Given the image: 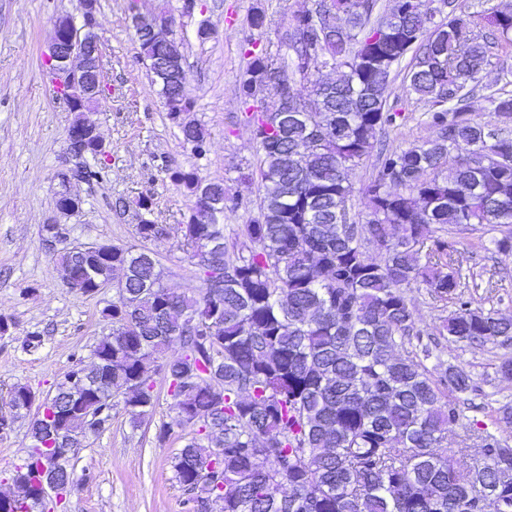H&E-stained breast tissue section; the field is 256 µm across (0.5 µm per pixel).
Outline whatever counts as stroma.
Instances as JSON below:
<instances>
[{
  "mask_svg": "<svg viewBox=\"0 0 512 512\" xmlns=\"http://www.w3.org/2000/svg\"><path fill=\"white\" fill-rule=\"evenodd\" d=\"M129 0H99L96 33L102 43L109 91L90 115L102 133L110 168L104 183L81 184L84 204L66 217L70 236L47 242L42 225L56 220L55 194L59 172L69 159L67 131L73 115L53 97L43 52L59 16L80 18L81 0H0V403L17 383L40 397L54 395L66 373L91 366V350L108 328L102 309L117 297L108 286L91 297L76 296L63 283L56 254L79 244H138L136 202L154 201L153 220L179 224L192 198L171 183L170 167L198 168L207 179L223 182L227 229L249 221L257 212L256 185L242 179L255 167L256 143L250 113L239 98L245 66L242 46L250 38L246 17L254 7L277 16L307 7L308 0H204L205 9L190 15L183 0H140L141 14L166 11L176 19L175 34L184 45V76L197 104L193 119L210 134V151L197 157L168 120L151 75L140 59ZM208 24L212 36L199 40L196 30ZM390 104L404 113L400 125L378 132L388 146H408L433 138L424 108L393 87ZM463 268L478 273L471 289L472 306L512 317V256L475 248L476 231L447 233ZM163 268V282L177 292L197 291L200 281L176 239L147 242ZM439 354L449 364L468 370L479 395L473 396L468 418L485 422L490 432L512 442V428L491 420V413L512 406V377L499 366L512 358V344L476 346L443 343ZM153 409L132 425L123 407L98 433L82 439L73 454L78 490L54 512H188L186 495L173 478L172 457L191 437V428L175 425L168 385L157 381ZM31 418H18L0 435V494L14 491L12 477L26 458ZM168 425L171 434L158 442Z\"/></svg>",
  "mask_w": 512,
  "mask_h": 512,
  "instance_id": "obj_1",
  "label": "stroma"
}]
</instances>
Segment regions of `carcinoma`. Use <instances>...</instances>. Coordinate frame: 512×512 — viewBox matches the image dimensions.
I'll use <instances>...</instances> for the list:
<instances>
[{
	"label": "carcinoma",
	"instance_id": "carcinoma-1",
	"mask_svg": "<svg viewBox=\"0 0 512 512\" xmlns=\"http://www.w3.org/2000/svg\"><path fill=\"white\" fill-rule=\"evenodd\" d=\"M436 30L422 12L392 18L378 0H335L348 12L345 28L324 12L284 17L288 24V83L278 85L273 56L250 41L239 90L248 104L275 88L288 106L279 126L251 114L259 165L257 215L238 225H136L143 241L176 235L198 268L201 287L187 295L163 284L154 254L112 245L111 266L124 271L118 298L101 311L109 333L91 350L99 395L62 418L66 383L37 400L24 384L7 392L18 407L42 411L30 424L31 447L13 477L16 491L0 512H33L54 467L57 448L101 431L115 402L136 423L155 401L154 375L168 383L180 425L191 413L210 418L172 458L173 478L192 512H209L224 493L223 512H483L487 496L512 512V447L466 422L460 396L476 391L466 370L428 367L433 347L422 343L407 290L418 283L455 310L436 327L454 342L512 341V318L474 310L466 296L454 244L437 229L497 231L490 243L512 251V137L475 120L472 99L497 115H512V91L482 85L493 49L512 50V8L467 13L461 0ZM248 26L271 25L256 7ZM148 64L168 59L184 68L183 46L137 38ZM410 57L408 95L429 106L437 136L408 148L375 151V135L396 123L388 103L395 65ZM332 61L336 79L317 87V108L291 84ZM169 121L198 156L208 132L189 117L196 100L180 77L153 78ZM348 131L330 133L332 119ZM375 157L353 212L349 170ZM86 183H101L108 164L79 167ZM170 180L194 197L205 185L224 196V183L195 168L170 169ZM243 245L245 250L238 249ZM376 255L369 254V250ZM220 314L210 331L191 320ZM179 344L183 354L159 362ZM451 425L463 428L484 456L466 468L470 446L450 448Z\"/></svg>",
	"mask_w": 512,
	"mask_h": 512
}]
</instances>
